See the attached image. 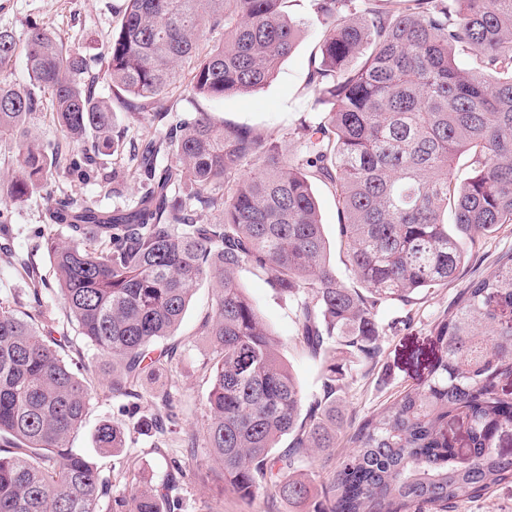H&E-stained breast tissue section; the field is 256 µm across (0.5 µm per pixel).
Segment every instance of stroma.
Wrapping results in <instances>:
<instances>
[{
  "instance_id": "stroma-1",
  "label": "stroma",
  "mask_w": 512,
  "mask_h": 512,
  "mask_svg": "<svg viewBox=\"0 0 512 512\" xmlns=\"http://www.w3.org/2000/svg\"><path fill=\"white\" fill-rule=\"evenodd\" d=\"M123 8L124 0H0V29L12 31L21 39L30 24L44 26L55 32L65 46L85 54L91 71L95 72L101 68V54ZM286 11L300 22L302 36L292 54L281 63L276 78L265 88L223 98L161 102L157 109L164 117L158 124L147 118H133L123 108H116L115 124L123 132L125 141L138 140L155 126L166 127L194 112L204 111L217 119L248 126L277 139L288 157L301 154L304 144L295 127L301 119L313 120L318 116L306 84L321 26L313 13L312 0H290ZM314 193L330 245V263L338 278L349 280L334 191L331 186L318 182ZM48 205L49 199L43 192L33 194L26 202L10 204L12 219L6 239L17 255L34 259L43 277L50 280L54 274L49 257L34 234L36 227L44 222ZM509 250H512V225L483 238L455 282L423 293L410 309L397 302L384 305L380 313L385 327L380 338V357L352 371L343 381L342 399L349 421L355 423L383 411L401 390L425 379L428 366L437 355L430 334L434 321L451 310L457 292L468 280L489 272L498 255ZM238 282L274 333L281 356L290 364L303 389L309 393L319 391L322 367L295 339L293 304L273 287L267 275L252 267L240 269ZM214 305L215 295L210 283L201 284L173 339L171 364L166 365L156 379L144 381L140 389V415L148 417L162 412V400L170 395L182 405L177 423L163 434L137 431L134 419L122 409V399L112 397L102 372L93 370L89 377L97 394L72 445L93 455L98 466L110 474L112 493L116 496L128 495L130 481L135 477L143 484L161 486L171 461L177 458L184 467V479L179 488L182 512H289L287 503L264 491L251 501L240 500L224 490L215 472L199 469V461L207 455L206 448H196L194 456L187 458L179 446L185 433L203 436L207 423L206 368L214 362L217 352L209 337L202 335L200 326ZM409 310L414 313L411 324L395 327V320ZM105 421L118 424L129 436L127 447L113 457L97 454L93 445V434Z\"/></svg>"
}]
</instances>
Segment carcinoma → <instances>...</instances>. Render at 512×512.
<instances>
[{"label":"carcinoma","mask_w":512,"mask_h":512,"mask_svg":"<svg viewBox=\"0 0 512 512\" xmlns=\"http://www.w3.org/2000/svg\"><path fill=\"white\" fill-rule=\"evenodd\" d=\"M103 55L115 99L134 116L173 96L177 69L204 29L224 42L196 64L187 96L222 98L263 88L295 49L300 25L288 0H125ZM322 27L307 90L324 106L301 122L305 151L288 159L272 138L198 111L130 145L114 124L99 74L54 32L24 41L0 30V139L17 144L0 195L23 201L52 177L143 186L111 211L77 202L57 185L47 225L67 325L42 305L35 266L0 248L30 282L0 296V512H178L168 491L112 495L111 477L72 448L95 387L66 353L82 346L112 358L109 391L134 398L143 376L167 364L165 344L197 285L215 284L200 330L217 351L210 367L204 441L238 498L259 490L311 512H452L512 481V251L469 280L433 325L439 355L420 385L352 425L323 500L311 501L303 467L336 447L339 392L351 367L381 353V305L410 306L455 281L479 241L512 224V0H312ZM23 54L29 85L12 66ZM469 63L464 64L461 56ZM49 101L62 133L39 142L34 119ZM128 150L127 166L105 158ZM470 176L457 182L454 160ZM253 176L235 181L244 166ZM336 190L340 235L358 288L336 276L312 183ZM216 216L199 223V214ZM453 224H448V213ZM244 265L271 276L295 304L296 339L322 365L321 392L307 394L280 360L276 341L240 288ZM165 418L139 426L163 429ZM466 427V451L448 435ZM288 447L277 451L283 437ZM95 448L114 454L124 430L105 421Z\"/></svg>","instance_id":"1"}]
</instances>
